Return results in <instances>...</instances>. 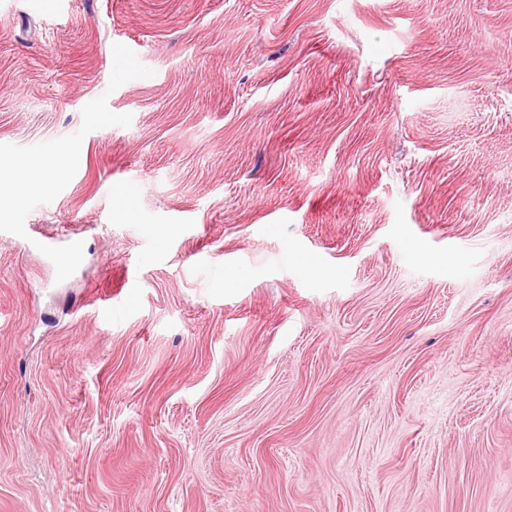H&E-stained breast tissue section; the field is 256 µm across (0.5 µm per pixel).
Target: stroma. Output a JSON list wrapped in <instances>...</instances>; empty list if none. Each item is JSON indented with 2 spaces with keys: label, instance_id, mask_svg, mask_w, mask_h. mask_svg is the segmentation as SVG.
I'll return each mask as SVG.
<instances>
[{
  "label": "stroma",
  "instance_id": "35a3bbf8",
  "mask_svg": "<svg viewBox=\"0 0 512 512\" xmlns=\"http://www.w3.org/2000/svg\"><path fill=\"white\" fill-rule=\"evenodd\" d=\"M49 148L0 512H512V0H0Z\"/></svg>",
  "mask_w": 512,
  "mask_h": 512
}]
</instances>
